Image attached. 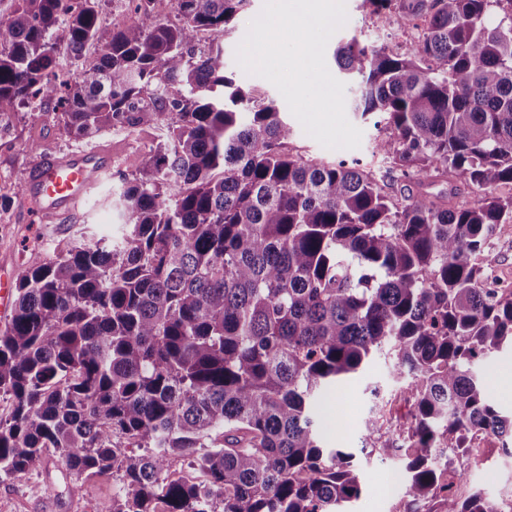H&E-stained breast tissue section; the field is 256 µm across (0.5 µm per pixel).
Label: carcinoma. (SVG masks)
Returning <instances> with one entry per match:
<instances>
[{"label":"carcinoma","mask_w":512,"mask_h":512,"mask_svg":"<svg viewBox=\"0 0 512 512\" xmlns=\"http://www.w3.org/2000/svg\"><path fill=\"white\" fill-rule=\"evenodd\" d=\"M102 2L0 8V116L53 99L77 138L160 131L113 199L117 233L18 275L0 479L53 448L71 474L119 473L112 512H353L360 468L325 446L316 401L384 350L410 410L371 422L366 454L403 462L393 512H501L479 491L448 495V473L474 431L512 444V415L473 371L512 349V288L487 287L491 233L512 223V195L494 193L512 183V0H367L384 24L426 19V36L406 55L336 48L355 116L394 131L373 153L417 176L397 202L370 170L289 153L285 113L226 74L218 42L199 44L247 0H174V22L136 0L112 29ZM59 33L77 62L66 82ZM173 455L205 482L168 474Z\"/></svg>","instance_id":"carcinoma-1"}]
</instances>
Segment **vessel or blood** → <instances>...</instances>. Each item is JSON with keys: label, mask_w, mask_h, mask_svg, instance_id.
Returning a JSON list of instances; mask_svg holds the SVG:
<instances>
[{"label": "vessel or blood", "mask_w": 512, "mask_h": 512, "mask_svg": "<svg viewBox=\"0 0 512 512\" xmlns=\"http://www.w3.org/2000/svg\"><path fill=\"white\" fill-rule=\"evenodd\" d=\"M112 170V152L96 148L44 160L27 184L35 216L58 219L73 216L101 177Z\"/></svg>", "instance_id": "obj_1"}]
</instances>
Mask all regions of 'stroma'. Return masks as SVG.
I'll list each match as a JSON object with an SVG mask.
<instances>
[{
    "instance_id": "obj_1",
    "label": "stroma",
    "mask_w": 512,
    "mask_h": 512,
    "mask_svg": "<svg viewBox=\"0 0 512 512\" xmlns=\"http://www.w3.org/2000/svg\"><path fill=\"white\" fill-rule=\"evenodd\" d=\"M346 10L345 26L334 33L327 44L330 54L339 43L352 37L367 44L383 45L390 35L408 26L407 20L399 16L393 17L391 24H381L364 0H346ZM53 108V102L48 101L41 108H25L0 117V268L14 277L22 269L46 263L54 251L65 249L73 238L108 232L112 199L121 176L134 172L139 155L158 135L156 129L142 126L107 128L93 139H79L58 121ZM362 132L358 148L330 152L298 124L288 149L309 160L357 161L379 168V159L372 154V143L376 137H389L392 130L366 125ZM33 138L40 141L41 150L29 151L27 143ZM98 147L111 150L112 172L92 190L77 217L46 223L31 218L26 192L21 185L27 182L40 161L48 156ZM476 371L495 407L502 414L512 413V351L506 349L483 359ZM398 387L389 357L380 352L363 371L340 377L319 402V412L328 420L324 432L326 445L349 448L360 454L359 466L366 490L354 503L355 512H393L395 504L407 491L403 483L393 490L388 487L391 475L401 470L398 460L381 461L360 453L369 437L367 424L376 413L400 417L408 412V404L396 395ZM460 465L471 486L482 489L487 498L512 493V448L494 449L488 461L482 464L464 459ZM119 485L118 476L109 474L62 476L58 459L49 448L45 451L43 469L0 481V512H112V498Z\"/></svg>"
}]
</instances>
